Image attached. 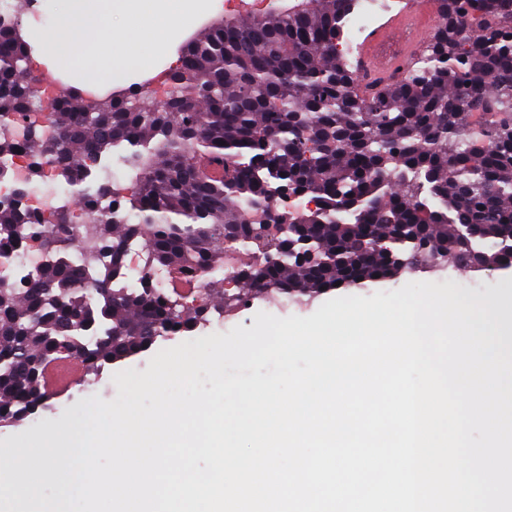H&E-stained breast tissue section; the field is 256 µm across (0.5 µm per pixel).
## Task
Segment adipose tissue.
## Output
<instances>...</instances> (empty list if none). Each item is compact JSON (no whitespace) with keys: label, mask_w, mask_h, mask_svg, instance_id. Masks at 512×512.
I'll return each mask as SVG.
<instances>
[{"label":"adipose tissue","mask_w":512,"mask_h":512,"mask_svg":"<svg viewBox=\"0 0 512 512\" xmlns=\"http://www.w3.org/2000/svg\"><path fill=\"white\" fill-rule=\"evenodd\" d=\"M201 0H58L48 26H35L34 61L51 79L84 91L127 85L132 72L155 76L154 60L173 32L191 25Z\"/></svg>","instance_id":"obj_1"}]
</instances>
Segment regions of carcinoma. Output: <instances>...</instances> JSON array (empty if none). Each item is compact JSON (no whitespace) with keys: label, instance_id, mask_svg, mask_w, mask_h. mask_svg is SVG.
<instances>
[{"label":"carcinoma","instance_id":"carcinoma-1","mask_svg":"<svg viewBox=\"0 0 512 512\" xmlns=\"http://www.w3.org/2000/svg\"><path fill=\"white\" fill-rule=\"evenodd\" d=\"M352 0H310L304 12L241 16L185 45L163 100L132 86L127 99L65 91L56 134L30 123L24 141L0 135V161L18 150L51 158L75 204L107 211L94 246L73 259L69 215L55 223L0 209V255L28 238L48 259L41 274L0 277V425L44 408L43 369L61 354L85 376L193 330L194 314L161 295L147 273L127 288V246L149 267L209 281L224 241L248 256L238 296L313 298L392 278L391 254L436 261L433 250L512 266V0H433L439 25L397 80L360 87L337 45ZM29 44L0 28V122L31 112ZM115 150L135 172L130 194L93 169ZM312 195L313 208L268 212L271 196ZM311 250L312 264L301 258Z\"/></svg>","mask_w":512,"mask_h":512}]
</instances>
